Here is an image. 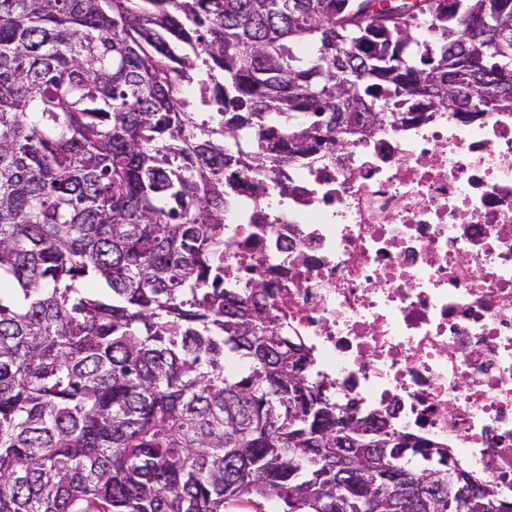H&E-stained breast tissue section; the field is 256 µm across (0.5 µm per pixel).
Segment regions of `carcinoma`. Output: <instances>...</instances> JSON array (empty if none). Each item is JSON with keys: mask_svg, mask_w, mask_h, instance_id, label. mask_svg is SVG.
I'll use <instances>...</instances> for the list:
<instances>
[{"mask_svg": "<svg viewBox=\"0 0 512 512\" xmlns=\"http://www.w3.org/2000/svg\"><path fill=\"white\" fill-rule=\"evenodd\" d=\"M417 100L512 112V0H0V512H455L442 445L336 446L357 400L224 287L228 171Z\"/></svg>", "mask_w": 512, "mask_h": 512, "instance_id": "cac0c4a2", "label": "carcinoma"}]
</instances>
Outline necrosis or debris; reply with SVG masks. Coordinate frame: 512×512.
<instances>
[{
    "mask_svg": "<svg viewBox=\"0 0 512 512\" xmlns=\"http://www.w3.org/2000/svg\"><path fill=\"white\" fill-rule=\"evenodd\" d=\"M269 177L228 173L225 287L254 268L338 396L512 496V113L388 115Z\"/></svg>",
    "mask_w": 512,
    "mask_h": 512,
    "instance_id": "1",
    "label": "necrosis or debris"
}]
</instances>
